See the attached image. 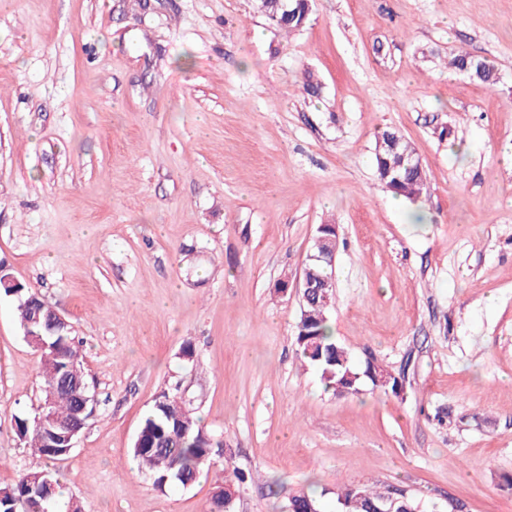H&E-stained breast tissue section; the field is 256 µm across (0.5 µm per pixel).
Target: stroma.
I'll list each match as a JSON object with an SVG mask.
<instances>
[{
    "label": "stroma",
    "instance_id": "stroma-1",
    "mask_svg": "<svg viewBox=\"0 0 512 512\" xmlns=\"http://www.w3.org/2000/svg\"><path fill=\"white\" fill-rule=\"evenodd\" d=\"M461 49L499 84L448 70ZM389 128L418 202L377 178ZM329 221L333 335L401 395L328 389L296 352L278 284ZM0 264L74 328L97 405L57 469L83 512H208L221 467L162 493L131 452L174 387L248 476L235 512L307 489L336 512L362 482L512 512V0H312L291 33L255 0H10ZM39 363L0 294V485L34 463L13 417ZM386 147L377 152L375 145V164L378 177L385 187L395 196L410 201L420 198L426 185V172L419 170L412 156V146L396 130H385L382 133ZM387 161L397 163L395 176L399 180L392 182V177H386Z\"/></svg>",
    "mask_w": 512,
    "mask_h": 512
}]
</instances>
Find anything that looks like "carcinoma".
Wrapping results in <instances>:
<instances>
[{"mask_svg": "<svg viewBox=\"0 0 512 512\" xmlns=\"http://www.w3.org/2000/svg\"><path fill=\"white\" fill-rule=\"evenodd\" d=\"M312 0H271L264 12L267 19L281 29L291 32L306 23ZM448 68L466 72L494 87L499 72L493 63L461 50L447 62ZM386 147L375 153L378 177L394 195L410 201L420 198L426 185V172L415 165L412 146L395 130L383 131ZM16 302V312L23 335L38 334L42 345L40 374L44 384L45 404L55 419L69 422L76 411V400L70 383L73 373L82 369L75 337L65 330L50 331L45 326L48 308L44 300L31 301L33 292L19 284L3 289ZM334 291L328 292V301L309 298L302 302L296 324L295 344L303 362L316 366L323 381L336 391L358 394L365 384L371 389L399 394L403 389L401 378L394 375L373 358L364 367L351 363L347 348L329 333V314L335 305ZM40 320L33 321L34 314ZM15 431L25 447L36 458V467L22 474L11 484L0 486V512H68L71 500L61 498V485L51 466L66 459L55 448L54 425L45 419L36 421L27 415L14 418ZM224 441L211 434L201 420L187 409L182 396L164 391L159 402L153 403L135 436L132 453L145 473L170 490L185 487L196 481V476L214 467L224 458ZM419 512L420 502L408 492L390 485L362 483L339 488L336 491V512ZM287 512H321L313 493L301 492L288 503Z\"/></svg>", "mask_w": 512, "mask_h": 512, "instance_id": "obj_1", "label": "carcinoma"}]
</instances>
